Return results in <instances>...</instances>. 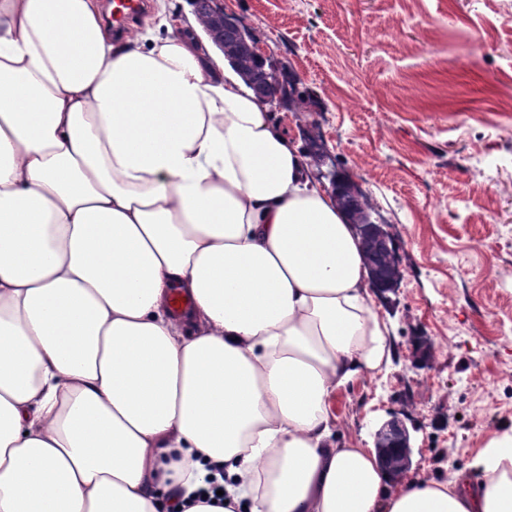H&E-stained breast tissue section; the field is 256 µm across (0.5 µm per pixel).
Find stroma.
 Returning a JSON list of instances; mask_svg holds the SVG:
<instances>
[{
    "mask_svg": "<svg viewBox=\"0 0 512 512\" xmlns=\"http://www.w3.org/2000/svg\"><path fill=\"white\" fill-rule=\"evenodd\" d=\"M311 99L273 110L315 134L400 260L375 295L391 362L337 390L339 441L396 413L413 481H446L512 426V0H223Z\"/></svg>",
    "mask_w": 512,
    "mask_h": 512,
    "instance_id": "35a3bbf8",
    "label": "stroma"
}]
</instances>
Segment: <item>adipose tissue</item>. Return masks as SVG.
<instances>
[{"instance_id": "ef3b65f1", "label": "adipose tissue", "mask_w": 512, "mask_h": 512, "mask_svg": "<svg viewBox=\"0 0 512 512\" xmlns=\"http://www.w3.org/2000/svg\"><path fill=\"white\" fill-rule=\"evenodd\" d=\"M159 23L0 0V512H512V429L476 485L337 443L391 360L357 230L204 23Z\"/></svg>"}]
</instances>
